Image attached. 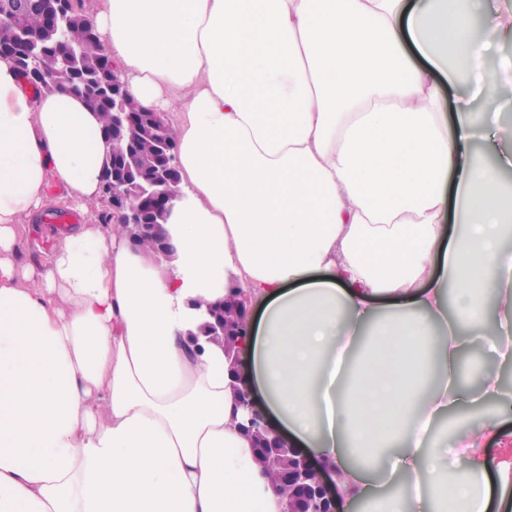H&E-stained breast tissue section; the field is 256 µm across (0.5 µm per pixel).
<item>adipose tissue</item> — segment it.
Returning <instances> with one entry per match:
<instances>
[{
	"instance_id": "1",
	"label": "adipose tissue",
	"mask_w": 512,
	"mask_h": 512,
	"mask_svg": "<svg viewBox=\"0 0 512 512\" xmlns=\"http://www.w3.org/2000/svg\"><path fill=\"white\" fill-rule=\"evenodd\" d=\"M129 94L172 115L179 192L165 259L82 224L20 263L16 226L99 202L97 113L34 92L0 59V512H281L240 427L207 306L255 313L242 385L364 512H512L477 417L512 407L500 371L457 382L492 342L512 364V156L471 149L439 83L499 75L479 37L512 15L474 0H105L94 18ZM466 230L447 240L448 205ZM473 326L470 334L456 325Z\"/></svg>"
}]
</instances>
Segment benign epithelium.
Here are the masks:
<instances>
[{
  "instance_id": "1",
  "label": "benign epithelium",
  "mask_w": 512,
  "mask_h": 512,
  "mask_svg": "<svg viewBox=\"0 0 512 512\" xmlns=\"http://www.w3.org/2000/svg\"><path fill=\"white\" fill-rule=\"evenodd\" d=\"M27 0H0V13L16 20L25 15ZM75 20L72 0H60L56 12L35 39L51 37L61 26ZM10 59L19 71L38 69L58 82L71 78L72 71L81 70L90 80L103 79L112 96L113 138L127 137L131 142L150 140L155 151L139 159L124 160L107 154L103 165L100 192L112 214V223L125 228L126 238L133 247L140 240L150 238L157 253L166 256L172 252L169 237L163 227L170 212V202L178 192L180 182L175 133L165 120V113L146 109L134 112L130 107V95L121 79L118 66L102 55L90 65L84 64L76 50L66 49L53 55L32 57L29 53L12 50ZM229 307L235 321L223 320L224 308ZM210 320L202 327L209 340L224 341L230 328H236L235 344H240L248 335L249 309L246 301L230 295L207 308ZM238 394L236 408L243 410L246 425L243 430L253 436L256 447L268 450L269 463L281 470L282 476L292 487L294 494L284 503L283 512H337L338 495L331 470L323 465H314L297 449L288 446L269 425L263 412L257 407L251 392L246 388H235Z\"/></svg>"
}]
</instances>
